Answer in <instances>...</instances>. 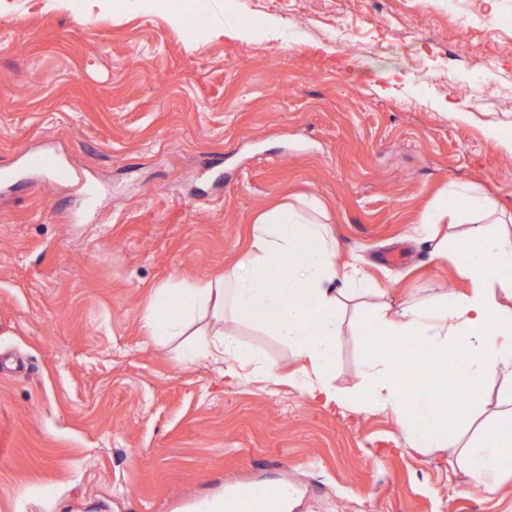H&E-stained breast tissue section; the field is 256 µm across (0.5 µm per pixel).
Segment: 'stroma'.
I'll use <instances>...</instances> for the list:
<instances>
[{"instance_id": "stroma-1", "label": "stroma", "mask_w": 512, "mask_h": 512, "mask_svg": "<svg viewBox=\"0 0 512 512\" xmlns=\"http://www.w3.org/2000/svg\"><path fill=\"white\" fill-rule=\"evenodd\" d=\"M497 4L268 0L277 28L245 42L259 0H0V512H200L247 481L290 486L289 512H512L511 480L475 490L446 452L404 447L393 410L182 360L186 336L141 323L156 289L222 274L259 213L315 194L375 288L347 304L327 375L355 391L376 305L470 286L406 233L460 208L449 181L512 219V152L490 138L512 136ZM42 151L74 179L29 168ZM234 329L300 369L280 338ZM511 408L489 376L451 442Z\"/></svg>"}]
</instances>
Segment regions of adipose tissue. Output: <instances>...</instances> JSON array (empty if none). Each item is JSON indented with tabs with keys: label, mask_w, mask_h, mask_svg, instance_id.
Instances as JSON below:
<instances>
[{
	"label": "adipose tissue",
	"mask_w": 512,
	"mask_h": 512,
	"mask_svg": "<svg viewBox=\"0 0 512 512\" xmlns=\"http://www.w3.org/2000/svg\"><path fill=\"white\" fill-rule=\"evenodd\" d=\"M450 193L461 196L475 226L448 244L433 233L447 216L438 210L424 213L412 231L431 243L434 256H451L471 286L399 311L378 305L364 381L349 399L359 411L395 410L409 448H447L449 417L470 415L491 374L512 376V281L501 276L512 267V230L485 227L494 210L479 195L456 187ZM336 258V235L320 199L281 202L256 218L239 263L216 278L158 292L142 315L143 326L149 335L170 338L207 318L252 325L291 346L302 361L301 374L277 372L228 328L215 331L202 355L227 370L263 373L316 394L325 389L346 303L368 293L359 263L341 265ZM408 342L414 352L405 350ZM460 462L484 487L512 476V409L463 445Z\"/></svg>",
	"instance_id": "adipose-tissue-1"
}]
</instances>
